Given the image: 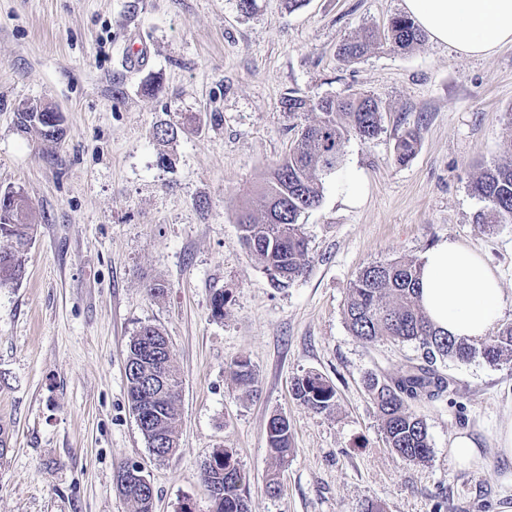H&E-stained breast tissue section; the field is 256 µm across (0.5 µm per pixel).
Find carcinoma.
<instances>
[{"mask_svg": "<svg viewBox=\"0 0 512 512\" xmlns=\"http://www.w3.org/2000/svg\"><path fill=\"white\" fill-rule=\"evenodd\" d=\"M378 35L367 31L340 48L342 60L360 59L375 43ZM424 38L423 31L406 15L391 19L384 42L394 50L407 51ZM285 111L316 112L315 121L302 127L288 156L277 162L264 187L249 196L237 217L240 240L269 272L272 280L285 285L302 276L308 265V244L301 233L299 218L320 204L325 175L338 170L345 156V143L355 135L371 139L381 131L382 112L372 97L352 93L344 97H323L316 101L289 94L282 99ZM17 127L22 132L34 130L48 141L64 135L59 112L37 111L26 106L17 113ZM419 132L408 130L395 147L394 162H408L416 152ZM473 192L483 199L484 224L512 221V162L486 168L472 183ZM35 225L31 205L18 191L0 192V287L18 283L25 272V258L32 243ZM421 264L396 260L364 267L349 288L344 304V318L351 334L366 343L380 341L414 342L422 350L423 362L412 363L395 378L371 374L366 386L377 411L389 447L403 459L422 462L429 458L431 445L425 421L411 412L407 402L431 388L444 391L446 379L437 373V360L467 361L477 355L490 363L512 353V323L479 344L443 336L434 328L418 302ZM164 341L163 333L153 325H142L131 337L126 358L128 399L132 410L140 387L151 380V373H169L172 391L153 411L136 418L138 428L152 455L167 459L177 447L179 412L177 401L181 381L172 364V356L163 354L149 360L144 345ZM230 374L238 385L254 382L246 360H236ZM294 395L311 409L322 412L332 406L335 390L317 374H308L294 384ZM268 445L276 458L283 460L291 451L288 419L275 414L267 425ZM245 476L234 453L215 450L203 472L206 487H215L214 512H249L244 489ZM120 493L135 507V512H152L154 490H127Z\"/></svg>", "mask_w": 512, "mask_h": 512, "instance_id": "obj_1", "label": "carcinoma"}]
</instances>
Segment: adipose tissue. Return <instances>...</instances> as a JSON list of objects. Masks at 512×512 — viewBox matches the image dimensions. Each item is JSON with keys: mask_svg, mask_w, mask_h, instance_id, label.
Wrapping results in <instances>:
<instances>
[{"mask_svg": "<svg viewBox=\"0 0 512 512\" xmlns=\"http://www.w3.org/2000/svg\"><path fill=\"white\" fill-rule=\"evenodd\" d=\"M405 13L435 43L467 57L512 44V0H402ZM420 304L435 327L471 341L502 315L496 272L463 242L447 238L422 260Z\"/></svg>", "mask_w": 512, "mask_h": 512, "instance_id": "adipose-tissue-1", "label": "adipose tissue"}]
</instances>
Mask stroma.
<instances>
[{
    "instance_id": "stroma-1",
    "label": "stroma",
    "mask_w": 512,
    "mask_h": 512,
    "mask_svg": "<svg viewBox=\"0 0 512 512\" xmlns=\"http://www.w3.org/2000/svg\"><path fill=\"white\" fill-rule=\"evenodd\" d=\"M402 12V0H257L248 14L237 0H0V191L26 196L36 226L24 279L0 288V512H133L117 487L131 463L155 489L153 512H212L201 472L217 448L245 473L250 512H512V461L496 446L512 423V357L438 362L453 386L410 401L432 448L413 463L386 445L365 379L397 376L421 352L365 343L343 315L363 267L418 262L453 238L497 272L512 323V223H481L486 204L471 189L512 158V44L485 58L428 39L339 57ZM132 35L149 56L134 72L122 63ZM291 91L367 93L382 130L350 138L324 176L320 205L300 218L308 267L281 287L241 244L236 217L313 119L283 111ZM31 102L63 113L61 140L18 130ZM163 123L179 126L173 141L156 139ZM413 128L416 152L395 164ZM353 172L365 187L354 204L336 187ZM144 324L167 336L182 380L178 446L162 462L127 397L128 345ZM239 358L252 387L229 372ZM310 373L335 389L327 411L292 392ZM275 414L291 430L282 461L267 441ZM463 429L478 444L469 466L450 453ZM377 38L378 35L374 31H366L361 37L347 41L340 48L342 60L354 62L360 59L368 51L369 47L375 43Z\"/></svg>"
}]
</instances>
